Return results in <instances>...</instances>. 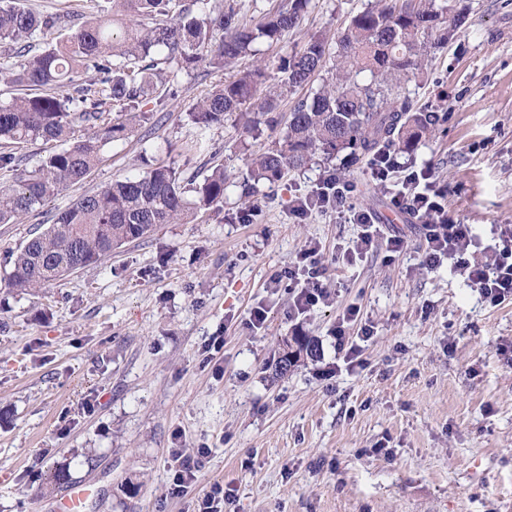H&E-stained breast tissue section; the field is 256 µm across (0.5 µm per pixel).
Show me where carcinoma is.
Returning a JSON list of instances; mask_svg holds the SVG:
<instances>
[{
  "label": "carcinoma",
  "instance_id": "1",
  "mask_svg": "<svg viewBox=\"0 0 512 512\" xmlns=\"http://www.w3.org/2000/svg\"><path fill=\"white\" fill-rule=\"evenodd\" d=\"M311 0H279L257 24L241 21L237 0H112V16L89 13L82 26L54 40L71 10L44 15L22 0H0V46L15 59L13 81L35 93L0 103V224L38 211L98 165L103 148L126 140L147 120L139 100L164 97L177 72L204 62L218 70L256 54L261 40L274 41L299 27ZM466 0H377L354 15L336 41V75L311 99L295 101L286 131L250 161L248 194L287 170L326 161L347 151L355 159L385 152H414L434 137L444 117L418 110L400 92L402 81L422 70L431 52L447 47L468 20ZM224 32L215 41L214 30ZM37 36L48 47L27 55ZM328 52L323 35L307 36L301 49L276 66L281 85L310 83ZM94 76L74 85L84 71ZM268 66L243 70L219 81L187 113L203 126L249 112L243 130L274 127L270 113L278 95L258 94ZM40 142L46 156L34 169L23 166L10 145ZM224 166L203 181L185 182L174 168L159 165L143 175L116 180L48 217V227L9 256L8 285L37 292L97 263L126 244L146 239L162 224H188L224 203Z\"/></svg>",
  "mask_w": 512,
  "mask_h": 512
}]
</instances>
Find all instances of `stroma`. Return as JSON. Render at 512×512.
<instances>
[{
  "label": "stroma",
  "mask_w": 512,
  "mask_h": 512,
  "mask_svg": "<svg viewBox=\"0 0 512 512\" xmlns=\"http://www.w3.org/2000/svg\"><path fill=\"white\" fill-rule=\"evenodd\" d=\"M375 0H312L299 30L259 45L281 80L279 59L308 33L335 42ZM469 24L432 55L425 79L404 89L415 107L444 113L436 138L397 154L392 183L430 167L448 210L471 225L479 248L491 227L512 224V0H470ZM235 68L179 73L176 99L143 101L150 121L105 146L81 182L46 205L68 207L114 179L166 164L182 177L223 165L221 211L164 224L36 294L3 279L6 259L45 214L0 224V512H56L70 487L94 494L85 512H195L214 486L237 488L226 512H512V299L485 301L451 260L422 263L418 221H390L388 194L367 160L315 158L265 185L244 208L249 159L286 126L284 93L274 128L245 134L239 115L198 127L187 113ZM356 185L355 202L404 236L394 258L352 250L362 228L334 212L295 223L290 200L328 172ZM320 249L329 298L299 317L273 276L305 245ZM358 317L342 322L348 307ZM267 319L253 327L250 313ZM373 328L362 365L336 351ZM224 345L212 359L210 338ZM315 339L320 355L287 376L271 373L282 339ZM199 458L198 479L171 491L175 454ZM66 468L72 484L50 488ZM139 485L137 495L122 488Z\"/></svg>",
  "instance_id": "stroma-1"
}]
</instances>
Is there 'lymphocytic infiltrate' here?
<instances>
[{"label": "lymphocytic infiltrate", "instance_id": "f902f5d3", "mask_svg": "<svg viewBox=\"0 0 512 512\" xmlns=\"http://www.w3.org/2000/svg\"><path fill=\"white\" fill-rule=\"evenodd\" d=\"M393 168L390 159L374 160L371 173L375 180L387 187L393 209L406 212L419 219L423 237L425 267H438L444 259L454 260L461 275L480 290L490 302L500 303L512 297V225H495V243L488 261L472 259L471 250L476 245L470 225L459 223L444 203L446 191L436 186L429 169L410 171L401 183L393 184L389 175ZM354 184L337 174L325 175L308 194L295 197L292 214L306 219L315 211H335L337 217L362 227L355 245L356 254L372 251L377 244H384L388 253L399 254L405 247L402 237L383 236L381 227L370 211L352 204ZM314 245L302 250L299 260L289 267L286 277L292 287L293 315L310 312L319 302L326 300L328 292L322 282L324 269Z\"/></svg>", "mask_w": 512, "mask_h": 512}]
</instances>
